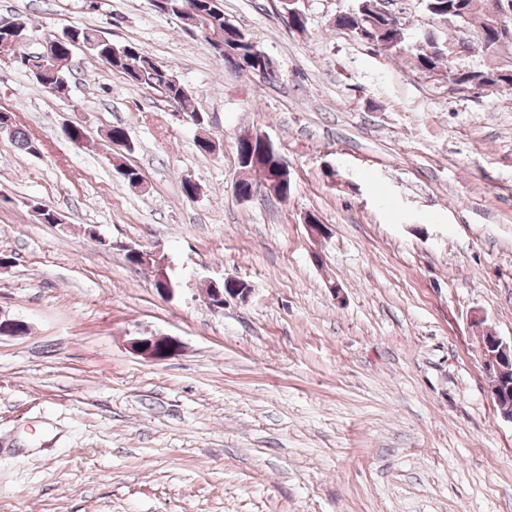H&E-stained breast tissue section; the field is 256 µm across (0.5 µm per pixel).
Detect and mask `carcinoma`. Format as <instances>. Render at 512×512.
Segmentation results:
<instances>
[{
  "mask_svg": "<svg viewBox=\"0 0 512 512\" xmlns=\"http://www.w3.org/2000/svg\"><path fill=\"white\" fill-rule=\"evenodd\" d=\"M223 0H164V6L157 12L188 20L185 28L199 37L224 61V65L241 72H256L272 66L270 58L260 50L257 43L238 26L224 18ZM490 0H422L425 12L433 17L453 19L465 25H473L477 47L488 57H493L499 39L497 29L490 25L487 15ZM376 0H355L351 11L337 16L336 27L349 31L354 38L376 47L405 49V45L415 44L417 66L424 72L434 71L444 64L448 52L437 51L431 41L423 36L413 37L405 29L399 18L374 12ZM19 35H30L26 19L16 16L0 18V48L19 49L14 39ZM49 46L50 58L46 60L44 71L35 81L46 92L63 97L68 91L70 73L69 56L79 48L92 57L120 73L131 84L141 89L159 93L167 101L178 105L187 113L191 122L199 127L206 123L205 116L191 105V93L180 82L172 69L165 67L131 43L116 45L89 27L72 26L59 34L44 38ZM466 82L482 83L485 89L499 91L512 90V74L499 75L493 68L474 70L465 74ZM0 128L20 150L36 154L40 150L38 141L32 139L14 122L13 114L0 111ZM236 153L240 169L246 174L238 180L241 191L252 194L257 185H266L277 175L283 156L281 150L271 141L260 135L244 134L237 139Z\"/></svg>",
  "mask_w": 512,
  "mask_h": 512,
  "instance_id": "cac0c4a2",
  "label": "carcinoma"
}]
</instances>
